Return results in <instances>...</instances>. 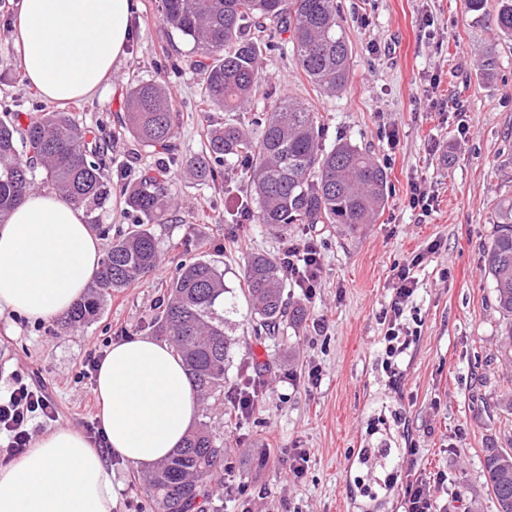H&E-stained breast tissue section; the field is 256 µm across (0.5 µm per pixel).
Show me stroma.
Returning a JSON list of instances; mask_svg holds the SVG:
<instances>
[{"instance_id": "stroma-1", "label": "stroma", "mask_w": 512, "mask_h": 512, "mask_svg": "<svg viewBox=\"0 0 512 512\" xmlns=\"http://www.w3.org/2000/svg\"><path fill=\"white\" fill-rule=\"evenodd\" d=\"M134 37L102 96L74 101L66 112L103 126L115 155L128 141L121 124L129 88L157 75L164 54L182 61L171 79L182 157L199 153L224 112L200 96L188 66L191 42L162 24L158 0H139ZM352 46L342 92L319 95L291 54L272 52L263 73L276 94L311 105L323 143L345 139L370 150L388 174V200L376 223L356 231L336 224H294V240L315 238L322 275L313 298L290 285L286 294L306 316L273 339L257 338L247 316L243 270L256 253H279L281 241L263 225L236 224L221 183L204 184L172 168L182 220L153 231L163 259L150 277L112 294L91 323L63 327L61 318L33 321L0 313V391L15 379L37 383L59 417L37 435L84 430L95 421L94 383L82 362L115 337L151 335L166 287L185 257L213 261L234 294L236 340L228 384L258 377L252 413L238 417L230 398L200 405L198 417L224 441V512H403L415 480L435 487L436 512H496L485 487L486 449L512 448V391L504 352L511 322L497 311L484 271L494 211L512 197V40L500 41L492 79L477 68L492 35L468 13L465 0H336ZM14 0H0V115L39 99L20 79L13 49ZM436 197L429 218L408 206L411 182ZM419 258L417 290L404 319L418 330L398 362L385 368L383 315L393 294L392 268ZM307 454L301 476L289 465ZM112 471V512H152L134 468L119 458Z\"/></svg>"}]
</instances>
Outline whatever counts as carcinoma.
Returning <instances> with one entry per match:
<instances>
[{"label":"carcinoma","instance_id":"carcinoma-1","mask_svg":"<svg viewBox=\"0 0 512 512\" xmlns=\"http://www.w3.org/2000/svg\"><path fill=\"white\" fill-rule=\"evenodd\" d=\"M163 24L193 43L190 61L201 74L200 96L214 109L233 114L208 130L197 155L178 159L172 139L175 118L168 79L178 74L171 61L159 77L129 88L124 128L129 153L147 150L154 165L138 172L115 165L112 144L102 133L67 112L19 109L0 119V221L41 186L85 209L90 225L100 222L112 202L122 206L127 228L112 237L87 295L67 313L68 326L95 320L112 293L151 274L161 249L152 228L175 220V202L166 174L184 166L201 181L224 177L230 191L233 171L247 178L256 203L252 219L283 238L292 224H341L357 230L373 224L387 202L388 175L368 153L340 140L326 149L316 112L291 96L267 89L260 57L279 49L285 34L296 65L319 94L345 89L351 45L336 0H159ZM496 34L512 38V0H499L490 20ZM497 44L481 50L480 71L494 75ZM267 110L251 112L255 99ZM117 179H112V172ZM495 231L485 255L497 310L512 319V198L496 208ZM244 296L257 337H275L287 324L303 321L304 310L286 302V281L278 255L254 254L243 274ZM224 274L211 262L181 263L152 322L181 357L194 391L204 400L224 392L235 339L228 335ZM224 306V314L217 312ZM224 442L201 423L165 461L139 475L157 512H215L213 489L224 486ZM486 487L497 512H512V448H489L484 458Z\"/></svg>","mask_w":512,"mask_h":512}]
</instances>
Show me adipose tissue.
I'll list each match as a JSON object with an SVG mask.
<instances>
[{"mask_svg": "<svg viewBox=\"0 0 512 512\" xmlns=\"http://www.w3.org/2000/svg\"><path fill=\"white\" fill-rule=\"evenodd\" d=\"M138 0H20L13 48L21 79L48 101L100 95L126 55ZM103 257L81 208L29 193L0 225V311L48 320L79 300ZM107 445L153 465L182 445L199 413L172 346L138 336L113 344L95 378ZM112 474L79 431L54 430L0 467V512H112Z\"/></svg>", "mask_w": 512, "mask_h": 512, "instance_id": "ef3b65f1", "label": "adipose tissue"}]
</instances>
